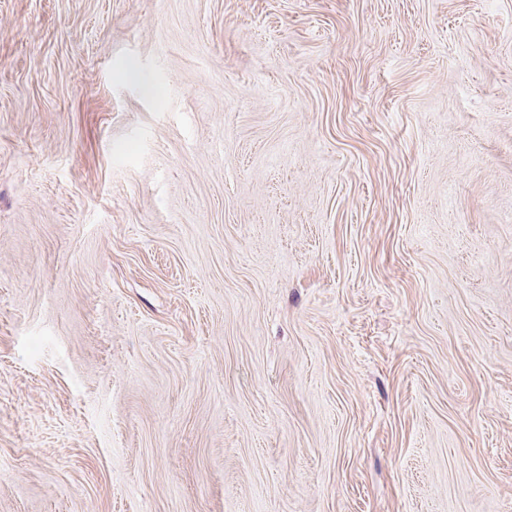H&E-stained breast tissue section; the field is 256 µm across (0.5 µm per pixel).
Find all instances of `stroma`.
Here are the masks:
<instances>
[{
	"instance_id": "35a3bbf8",
	"label": "stroma",
	"mask_w": 512,
	"mask_h": 512,
	"mask_svg": "<svg viewBox=\"0 0 512 512\" xmlns=\"http://www.w3.org/2000/svg\"><path fill=\"white\" fill-rule=\"evenodd\" d=\"M0 512H512V0H0Z\"/></svg>"
}]
</instances>
